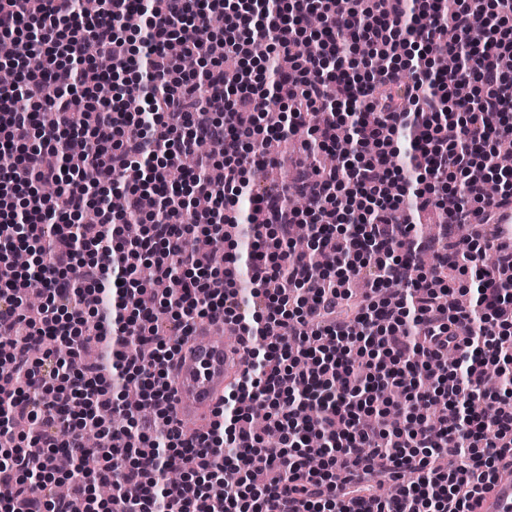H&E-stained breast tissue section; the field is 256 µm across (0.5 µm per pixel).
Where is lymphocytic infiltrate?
Wrapping results in <instances>:
<instances>
[{
	"label": "lymphocytic infiltrate",
	"instance_id": "1",
	"mask_svg": "<svg viewBox=\"0 0 512 512\" xmlns=\"http://www.w3.org/2000/svg\"><path fill=\"white\" fill-rule=\"evenodd\" d=\"M313 8L324 25L311 34ZM217 12L223 35L193 38ZM310 36L318 52L305 51ZM173 40L205 64L203 81L167 55ZM34 52L42 69L27 64ZM439 53L465 62L440 73ZM509 54L512 0H0V65L17 76L0 86V198L24 196L0 208V408L35 425L22 445L0 429V512H481L512 456V409L500 406L512 390L485 386L488 366L512 368V244L498 243L495 224L512 210V173L494 162L512 142V78L499 65ZM100 57L112 62L111 97L68 95ZM268 73L287 124L270 115ZM132 96L150 107L127 111ZM223 99V120L212 119ZM347 126L351 151L335 169L303 172L305 208L273 210L252 194L238 227L246 254L213 267L195 242L223 236L218 216L246 170L266 164L264 142L304 127L306 150L329 152ZM198 141L214 151L187 189L168 171ZM60 181L61 198L35 190ZM112 191L127 214L143 215L149 195L164 210L134 239L109 237L82 217L92 198L108 210ZM406 198L414 212L441 211L444 226L481 230L454 252L432 250L398 222ZM298 224L311 232L305 253L290 245ZM18 246L41 262L34 311L9 254ZM466 274L476 301L461 309ZM356 278L368 294L351 291ZM102 284L120 304L85 320L83 294ZM215 319L238 330L247 366L210 428L190 433L173 416L170 368ZM115 320V366L62 374L52 344L80 353ZM116 366L139 408L113 394ZM258 415L276 441L255 433ZM90 430L108 444L97 469L80 471ZM228 469L245 478L229 491ZM103 482L110 497L97 493Z\"/></svg>",
	"mask_w": 512,
	"mask_h": 512
}]
</instances>
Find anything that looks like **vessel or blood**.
Masks as SVG:
<instances>
[{"mask_svg": "<svg viewBox=\"0 0 512 512\" xmlns=\"http://www.w3.org/2000/svg\"><path fill=\"white\" fill-rule=\"evenodd\" d=\"M214 329V324H205L189 338L175 360L172 388L178 420L212 416L230 380L243 370L242 350L216 340ZM491 498L493 512H512V465L502 464Z\"/></svg>", "mask_w": 512, "mask_h": 512, "instance_id": "1", "label": "vessel or blood"}]
</instances>
